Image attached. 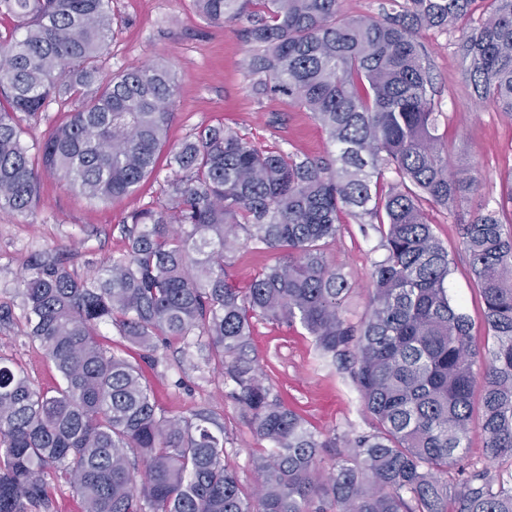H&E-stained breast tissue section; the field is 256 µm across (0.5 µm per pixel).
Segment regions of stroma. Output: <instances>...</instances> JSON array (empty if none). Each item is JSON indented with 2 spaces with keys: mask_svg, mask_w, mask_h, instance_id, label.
<instances>
[{
  "mask_svg": "<svg viewBox=\"0 0 512 512\" xmlns=\"http://www.w3.org/2000/svg\"><path fill=\"white\" fill-rule=\"evenodd\" d=\"M112 12L119 20L107 50L112 72L162 61L177 75L179 89L167 148L179 147L203 127L226 125L261 148L312 158L332 154L324 130L309 112L280 94H253L246 70L247 21L210 23L195 11L193 0H112ZM420 36L428 51L435 109L441 114L438 133L448 148V161L459 176L480 183L477 193L467 196L455 212L432 206L426 213L454 258L448 293L469 315L473 343L485 353L494 341L485 329L483 303L459 226L480 204L498 201L503 183L512 175V118L504 116L494 101L478 102L467 96L465 68L451 35L427 29ZM172 177V170L158 164L132 196L98 203L70 190L58 177L42 175L39 202L32 211H0V304L19 305L16 287L21 268L38 250L68 249L74 275L93 278L104 260L123 251L124 217L139 207L164 206ZM382 253L378 225L349 217L326 249L328 263L341 269L353 287L343 305V315L352 325H360L368 310L372 263ZM253 345L269 383L317 431L371 430L372 418L348 371L322 358L301 326L257 322ZM0 355L13 359L41 388L59 381L52 363L29 343L23 322L0 327ZM156 358L155 364L141 365L160 408L170 416H187L203 407L214 410L227 436L224 462L237 471L244 486H252V458L261 443L230 396L232 382L220 376L206 353L184 351L175 341L160 346Z\"/></svg>",
  "mask_w": 512,
  "mask_h": 512,
  "instance_id": "1",
  "label": "stroma"
}]
</instances>
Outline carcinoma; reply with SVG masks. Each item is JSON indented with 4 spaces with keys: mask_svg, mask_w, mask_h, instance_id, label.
<instances>
[{
    "mask_svg": "<svg viewBox=\"0 0 512 512\" xmlns=\"http://www.w3.org/2000/svg\"><path fill=\"white\" fill-rule=\"evenodd\" d=\"M214 24L252 22L246 68L256 95L288 97L335 148L328 163L262 149L226 126L170 151L168 203L123 220L127 248L90 280L58 249L31 253L18 281L25 336L60 383L33 386L0 357V512H47L50 481H69L82 512H512V479L472 470L448 483L480 392L491 459L512 457V225L478 208L459 225L495 347L480 357L469 316L446 286L453 259L423 209L448 212L478 190L454 174L437 135L423 28L454 38L470 96L512 116V0H391L380 18L341 0H194ZM21 33L0 37V211L37 202L41 173L94 201L130 195L154 170L174 118L175 75L163 63L106 70L111 0H0ZM52 100L72 112L42 141L19 115ZM394 174L380 184L384 172ZM377 223L361 325L343 317L351 291L324 248L341 216ZM280 254L238 287L246 247ZM300 324L348 372L373 429L322 434L266 383L253 320ZM103 325L153 355L159 342L206 348L257 439L256 488L224 464V424L200 410L168 416L140 367L98 341ZM324 448L334 449L329 472Z\"/></svg>",
    "mask_w": 512,
    "mask_h": 512,
    "instance_id": "1",
    "label": "carcinoma"
}]
</instances>
